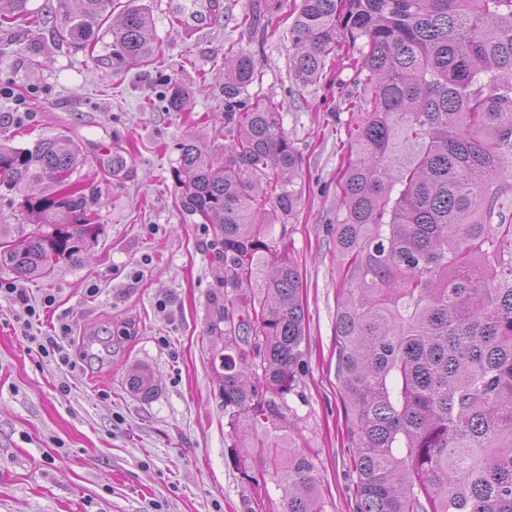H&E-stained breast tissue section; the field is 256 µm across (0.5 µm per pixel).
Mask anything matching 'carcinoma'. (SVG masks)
Here are the masks:
<instances>
[{
	"instance_id": "cac0c4a2",
	"label": "carcinoma",
	"mask_w": 512,
	"mask_h": 512,
	"mask_svg": "<svg viewBox=\"0 0 512 512\" xmlns=\"http://www.w3.org/2000/svg\"><path fill=\"white\" fill-rule=\"evenodd\" d=\"M0 0V29L29 19ZM57 0L58 34L76 49L112 35L115 65L154 60L152 16L126 0ZM295 81L319 80L348 42L356 92L344 126L332 233L339 396L354 512H512V0H302L288 30ZM254 57L224 54V153L178 146L183 207L214 229L222 265L210 333L230 455L283 490V512H322L310 454L296 446L288 395L305 368L301 278L287 233L303 159ZM168 112L190 95L165 85ZM80 153L67 135L0 145V191L26 224H0V264L26 279L76 263L95 242ZM262 279L259 287L253 282ZM132 390L149 396L153 377ZM253 430L238 444V429ZM283 432L272 440L268 429Z\"/></svg>"
}]
</instances>
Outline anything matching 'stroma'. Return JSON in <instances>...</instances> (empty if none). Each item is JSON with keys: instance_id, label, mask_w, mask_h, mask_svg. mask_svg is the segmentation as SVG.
Here are the masks:
<instances>
[{"instance_id": "stroma-1", "label": "stroma", "mask_w": 512, "mask_h": 512, "mask_svg": "<svg viewBox=\"0 0 512 512\" xmlns=\"http://www.w3.org/2000/svg\"><path fill=\"white\" fill-rule=\"evenodd\" d=\"M141 2L154 19V67L111 64L108 34L84 52L62 42L53 21L0 30V145L67 133L83 157L73 177L101 227L80 262L46 279L0 266V285L25 289L40 308L27 330L19 306L0 296V512H246L254 489L228 453L213 365L222 343L208 331L220 277L213 230L182 207L177 183L184 137L216 148L231 46L258 61L263 80L249 93L281 101L283 128L303 157L286 232L302 281L307 366L288 402L324 512H353L330 222L342 164L336 126L349 117L354 73L342 60L326 78L296 84L288 27L301 0H263L262 34L242 24L252 0H223L222 13L178 30L171 20L182 0ZM169 81L189 91L190 111H166ZM62 331L66 366L30 341ZM143 370L156 381L147 397L129 385Z\"/></svg>"}]
</instances>
